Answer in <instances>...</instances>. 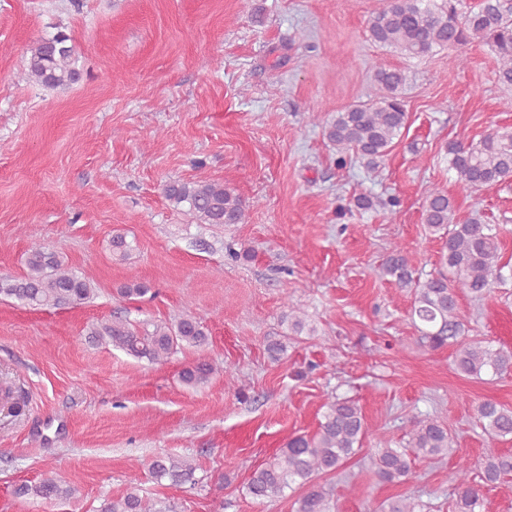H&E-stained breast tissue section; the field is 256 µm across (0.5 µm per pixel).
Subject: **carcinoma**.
<instances>
[{"instance_id":"1","label":"carcinoma","mask_w":512,"mask_h":512,"mask_svg":"<svg viewBox=\"0 0 512 512\" xmlns=\"http://www.w3.org/2000/svg\"><path fill=\"white\" fill-rule=\"evenodd\" d=\"M458 0H385V5L367 20L370 38L409 58H423L437 50H453L474 41L491 47L498 61V81L512 86V0H479L465 13ZM29 79L47 89L76 83V48L71 36L59 31L34 40L26 51ZM408 76L402 69L374 66V84L369 99L333 113L325 126L327 140L340 155L354 154L373 169L391 150L406 127L408 112L402 91ZM448 166L455 184L465 194L512 180V128L502 127L478 142L453 141L446 145ZM165 199L184 208L201 224H240L249 208L246 200L228 185L218 182L169 181L162 187ZM424 223L444 242L443 270L420 280L408 264L407 249L398 244L380 266V274L412 293L409 317L418 332L420 347L428 351L454 348L455 370L463 375L495 380L512 372V350L469 335L467 321L458 306L463 292L479 301L502 280V253L496 226L475 214L464 220L448 193L431 185L423 201ZM112 255L126 259L133 251L124 233L111 240ZM25 272L0 275V297L33 308L81 304L96 295L94 282L65 263L58 251L41 243L26 252ZM91 343L110 346L137 360L164 361L188 348L207 344V333L188 310L171 322H133L127 318L100 320L86 333ZM218 367L198 362L180 373L187 387L207 385ZM317 431L290 437L273 459L254 469L245 484L247 495L258 503L293 492L294 512H336L334 492L328 479L357 456L367 431L360 405L338 395L327 398ZM487 448L479 468L459 459L448 471L453 487V512H483L484 490L512 476V453L495 445L512 439V406L493 400L473 409ZM407 440L398 448H374L370 463L383 483L402 484L413 475L417 460L443 462L457 456L458 443L448 426L434 418L414 415L408 420ZM152 478L174 485H196L197 466L192 460L158 455L149 464ZM76 481L52 475L38 482L20 483L13 489L19 499L64 501L76 491ZM382 512H426L427 505L415 497H401L381 505ZM95 512H164L158 502L132 488L117 497H103Z\"/></svg>"}]
</instances>
